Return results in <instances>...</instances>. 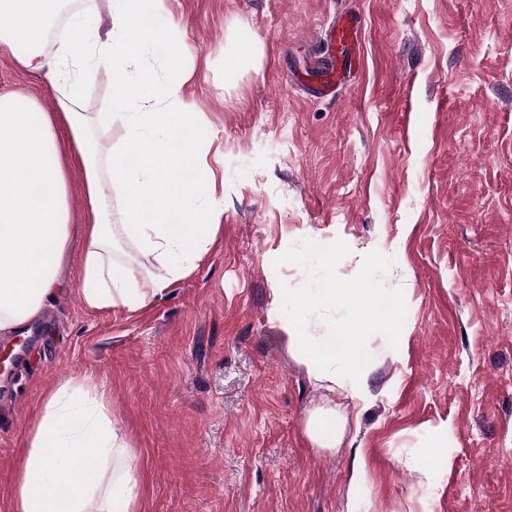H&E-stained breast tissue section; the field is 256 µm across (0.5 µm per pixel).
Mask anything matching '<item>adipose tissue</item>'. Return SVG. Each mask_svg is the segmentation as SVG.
<instances>
[{"label": "adipose tissue", "instance_id": "1", "mask_svg": "<svg viewBox=\"0 0 512 512\" xmlns=\"http://www.w3.org/2000/svg\"><path fill=\"white\" fill-rule=\"evenodd\" d=\"M58 0H0V45L34 72H47L60 91L57 114L36 98L0 94V335L23 333L63 285L61 273L72 234L67 197L70 174L79 171L90 207L81 228L84 250L80 292L94 309L138 307L163 296L186 276L220 230L207 204L213 186L199 177L205 155L198 145V113L185 105L160 110L154 75L140 63L149 49L175 48L171 21L144 27L162 0H112L109 41L77 36L47 40ZM115 59L120 78L114 107L123 111L124 158L102 164L80 112L74 76L87 63ZM120 190L124 223L112 221L111 192ZM153 260L147 269L118 254L119 242ZM148 278L149 292L138 281ZM349 424L332 409L313 411L305 435L314 447L332 448ZM137 482L130 446L112 421L110 401L85 379L69 377L47 396L25 449L14 489L15 512H133Z\"/></svg>", "mask_w": 512, "mask_h": 512}]
</instances>
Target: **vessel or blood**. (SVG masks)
<instances>
[{
	"mask_svg": "<svg viewBox=\"0 0 512 512\" xmlns=\"http://www.w3.org/2000/svg\"><path fill=\"white\" fill-rule=\"evenodd\" d=\"M324 45L326 63L316 75L314 90L318 96L329 97L335 95L337 86L346 81L353 66L360 63L356 54L358 31L349 19L338 18L328 25Z\"/></svg>",
	"mask_w": 512,
	"mask_h": 512,
	"instance_id": "1",
	"label": "vessel or blood"
}]
</instances>
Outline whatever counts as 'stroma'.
Masks as SVG:
<instances>
[{
    "label": "stroma",
    "mask_w": 512,
    "mask_h": 512,
    "mask_svg": "<svg viewBox=\"0 0 512 512\" xmlns=\"http://www.w3.org/2000/svg\"><path fill=\"white\" fill-rule=\"evenodd\" d=\"M191 75L147 64L200 114L219 180V240L145 306L87 308L72 236L51 325L0 382V512L46 396L86 377L112 400L137 466L135 512H512V0H165ZM362 26V63L335 97L297 82L340 16ZM262 51L232 71L239 35ZM57 107L44 74L0 46V94ZM111 63L85 71L81 111L106 112ZM310 238L343 240L354 277L393 258L406 340L368 342L358 403L310 377L280 323L277 264ZM318 407L346 413L335 448L311 447ZM439 444L438 455L428 451ZM364 464L365 482L351 481Z\"/></svg>",
    "instance_id": "stroma-1"
}]
</instances>
